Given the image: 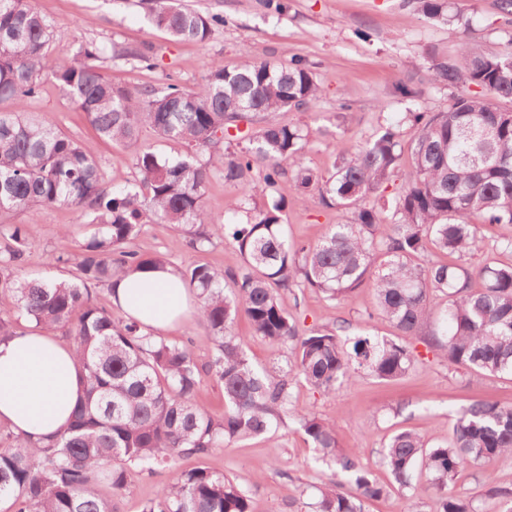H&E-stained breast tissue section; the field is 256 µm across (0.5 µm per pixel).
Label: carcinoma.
<instances>
[{
	"label": "carcinoma",
	"instance_id": "1",
	"mask_svg": "<svg viewBox=\"0 0 512 512\" xmlns=\"http://www.w3.org/2000/svg\"><path fill=\"white\" fill-rule=\"evenodd\" d=\"M413 2L428 18L447 19V0ZM147 3L149 23L177 41L204 43L224 23L218 14L172 0ZM51 39L52 26L33 0H0V103L11 104L0 109V211H26L34 224L38 208L66 205L93 227L80 245L76 280L0 275V295L11 297L14 316L0 317V339L17 334L16 319L63 331L84 373L83 398L54 441L36 446L13 433L0 437V502L11 512H118L97 486L105 480L112 491L123 490L133 469L172 473L142 512H250L246 492L224 474L203 466L181 469L179 461L260 435L276 448L288 419L350 484L333 478L313 487L311 512H365V501L382 497L387 487L361 465L357 449L338 446L335 422L297 407L293 379L334 396L363 375L402 378L420 359L393 338L300 329L282 304V294L295 288H312L341 303L368 286L377 315L403 336L420 337L429 326L425 341L450 365L476 380L512 377V263L464 262L482 248L478 227L512 224V110L495 104L512 101V52L490 54L465 42L455 60L435 65L437 82L479 91L457 96L443 112L406 113L418 129L410 168H402L399 133L388 126L340 153L336 172L325 180L305 164L303 129L277 119L281 111L309 109L318 99L302 59L256 61L243 50L232 68L213 62L195 88L166 82L131 90L103 72L96 43L54 58ZM115 55L155 67L147 44L121 47ZM49 78L102 140L131 147L147 127L180 143L184 154L170 161L140 149L133 182L110 187L88 146L48 117L26 115V102ZM256 118L263 125L248 146L218 153L224 130ZM217 172L241 191L229 212H238L258 191L268 200L247 211L242 224L214 223L204 191ZM288 175L298 192L350 211L351 220L326 225L314 243L289 239L287 204L277 195ZM395 177L401 190L388 197L382 187ZM147 224H167L197 247L228 236L241 258L234 268H176L195 292L198 321L213 342L202 368L189 343L171 342L133 318L116 319L91 301L90 284L169 265L163 256L128 249ZM28 238L26 224L8 229L0 272L21 258ZM430 249L456 261L418 263ZM475 279L479 290L472 288ZM438 293L446 303L435 311L430 300ZM242 314L253 335L292 350L286 367L271 372L250 362L245 339L235 332ZM203 371L224 390L219 417L200 403ZM504 455H512V408L489 400L457 413L447 444L430 446L420 433L402 430L381 451L394 483L415 503L433 490L436 512H477L473 499L448 490L468 465L482 467L485 494L512 512V488L497 483L489 470Z\"/></svg>",
	"mask_w": 512,
	"mask_h": 512
}]
</instances>
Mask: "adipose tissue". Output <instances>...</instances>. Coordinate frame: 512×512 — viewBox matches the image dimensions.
Segmentation results:
<instances>
[{"instance_id":"adipose-tissue-1","label":"adipose tissue","mask_w":512,"mask_h":512,"mask_svg":"<svg viewBox=\"0 0 512 512\" xmlns=\"http://www.w3.org/2000/svg\"><path fill=\"white\" fill-rule=\"evenodd\" d=\"M113 304L125 316L162 332L196 311L194 293L171 268L115 281ZM83 393L75 352L33 330L0 341V422L34 442L54 439L68 425Z\"/></svg>"}]
</instances>
